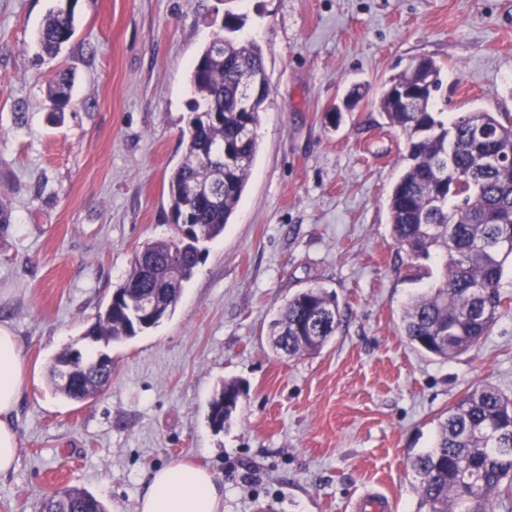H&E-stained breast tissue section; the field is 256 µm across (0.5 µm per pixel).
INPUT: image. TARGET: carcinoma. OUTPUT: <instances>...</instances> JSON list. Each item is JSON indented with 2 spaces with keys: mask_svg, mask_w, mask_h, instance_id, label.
Masks as SVG:
<instances>
[{
  "mask_svg": "<svg viewBox=\"0 0 512 512\" xmlns=\"http://www.w3.org/2000/svg\"><path fill=\"white\" fill-rule=\"evenodd\" d=\"M73 10L51 9L39 31L41 50L55 56L74 35ZM243 22L224 18L223 46L207 43L189 80L195 116L183 133L185 154L168 180L175 236L148 243L135 256L120 302L108 305L84 331L104 346L121 343L171 315L184 282L201 263L200 243L214 240L239 205L260 144L257 128L270 95H246L243 80L268 84L262 49L238 35ZM422 84H407L408 70L391 78L379 106L404 137L405 166L388 198L397 245L418 261L439 257L434 284L405 306L401 332L414 348L444 359L479 346L504 312L503 277L512 263V117L474 110L448 118L436 111L441 68L431 58L419 66ZM72 78L56 72L49 81L52 119L70 104ZM230 145L244 163L230 169L217 161ZM212 182L209 196L191 198L189 186ZM153 296L158 314L145 326L131 313ZM341 324L336 297L311 287L288 298L268 325L274 349L290 356L320 351ZM59 353L50 368L52 392L72 402L95 396L110 379L93 359L72 363L64 381ZM417 480L418 512H496L512 498V397L491 385L477 387L439 420L434 445L409 459ZM39 512H106L93 496L69 488L44 500Z\"/></svg>",
  "mask_w": 512,
  "mask_h": 512,
  "instance_id": "carcinoma-1",
  "label": "carcinoma"
}]
</instances>
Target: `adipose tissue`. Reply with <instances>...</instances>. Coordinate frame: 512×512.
Masks as SVG:
<instances>
[{
    "label": "adipose tissue",
    "instance_id": "adipose-tissue-1",
    "mask_svg": "<svg viewBox=\"0 0 512 512\" xmlns=\"http://www.w3.org/2000/svg\"><path fill=\"white\" fill-rule=\"evenodd\" d=\"M23 390L21 345L0 326V474L13 470L17 433L12 416ZM136 512H224V487L210 471L186 462L154 470Z\"/></svg>",
    "mask_w": 512,
    "mask_h": 512
}]
</instances>
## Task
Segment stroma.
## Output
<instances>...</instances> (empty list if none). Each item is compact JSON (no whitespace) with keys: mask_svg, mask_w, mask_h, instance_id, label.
<instances>
[{"mask_svg":"<svg viewBox=\"0 0 512 512\" xmlns=\"http://www.w3.org/2000/svg\"><path fill=\"white\" fill-rule=\"evenodd\" d=\"M68 3L76 33L52 58L37 32ZM228 10L260 44L271 90L246 190L174 314L109 346L103 393L67 401L49 385L53 357L86 348L134 252L172 233L190 66ZM418 57L441 68L443 111L512 113V0H0V324L24 366L0 512H39L66 487L135 512L151 471L174 461L222 480L224 512H354L371 491L417 512L408 459L449 405L484 384L512 396V310L451 359L401 334L429 282L392 237L404 141L379 96ZM61 69L74 81L54 123ZM315 286L337 298L336 335L315 354L272 353V313ZM230 379L245 395L217 431L209 404ZM71 83V75L66 70H59L49 81L48 112L53 120L58 119V114L65 112L70 104Z\"/></svg>","mask_w":512,"mask_h":512,"instance_id":"1","label":"stroma"}]
</instances>
